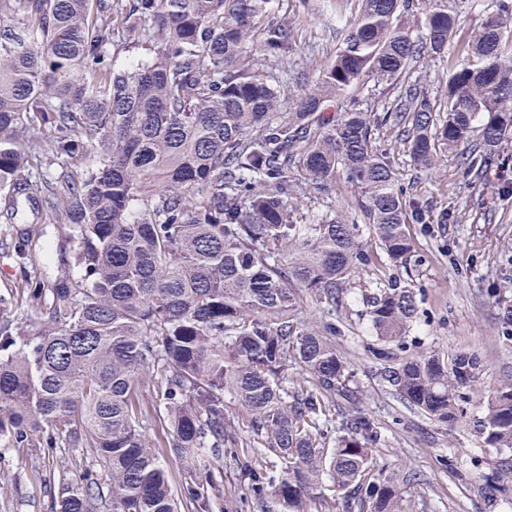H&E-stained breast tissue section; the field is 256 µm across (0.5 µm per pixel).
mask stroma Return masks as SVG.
<instances>
[{
	"label": "stroma",
	"mask_w": 512,
	"mask_h": 512,
	"mask_svg": "<svg viewBox=\"0 0 512 512\" xmlns=\"http://www.w3.org/2000/svg\"><path fill=\"white\" fill-rule=\"evenodd\" d=\"M497 4L498 0H448L459 19L449 56L457 55ZM357 10V0H271L269 11L257 18V27L288 24L297 48L284 59L258 57L255 70L277 81L282 104H289L334 57L346 34L345 20ZM376 136L404 183L432 197L438 209L455 214L448 224L409 227L415 253L404 280L417 295L419 314L406 333L407 352L451 356L472 351L479 355L482 371L465 418L451 429L411 412L391 394L381 365L370 352L376 337L366 296L388 267L386 257H379L375 267L356 277L336 312V346L352 364L356 405L373 415L382 433L374 460L399 487L402 512H512V497L492 500L476 489L478 469L489 451L474 428L488 395L512 384V340L503 335L500 309L490 295L493 285L512 278V198L499 194L503 179H512V165L490 171L471 188L448 149H441L440 165L424 171L415 168L393 130L380 128ZM297 197L306 211L332 209L348 222L362 220L358 192L345 180H338L329 197L301 183ZM69 233V225L39 223L25 201L19 204L17 223L0 224V322L39 321V310L21 299V256L35 258L44 281L71 275L72 266L63 262L70 250ZM448 460L453 469L445 468ZM72 467L67 449L44 455L0 448V512H54V499L63 482L72 479Z\"/></svg>",
	"instance_id": "obj_1"
}]
</instances>
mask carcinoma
I'll list each match as a JSON object with an SVG mask.
<instances>
[{"label":"carcinoma","mask_w":512,"mask_h":512,"mask_svg":"<svg viewBox=\"0 0 512 512\" xmlns=\"http://www.w3.org/2000/svg\"><path fill=\"white\" fill-rule=\"evenodd\" d=\"M358 2L343 47L283 112L276 83L253 72L254 53L283 59L295 48L286 24L255 29L269 0H0V223H16L21 198L64 214L79 270L49 289L23 271L42 317L0 324V444L79 448L108 476L104 490L77 470L55 512H178L162 446L192 473L193 510L212 512L217 465L237 452L228 396L247 414L255 460L241 479L260 512H305L336 491L348 510L400 512L399 488L373 464L380 433L368 413L346 410L326 447L336 397H357L336 309L374 264L369 240L404 268L407 225L432 223V202L407 195L377 145L379 127L396 130L425 170L442 146L465 147L466 181L508 162L496 150L512 138V0L448 62L434 97L406 77L422 57L448 56L458 23L448 0H428L419 34L404 19L412 0ZM116 37L149 45V62L115 68ZM365 77L397 95L379 111L329 109ZM30 137L58 159L90 149L92 164L34 179L43 157ZM297 171L323 193L344 177L364 222L333 210L310 218L293 202ZM306 296L315 319L301 317ZM370 306L387 388L454 425L478 356L400 357L417 303L395 276ZM294 371L308 384L288 387ZM154 418L167 428L162 444L145 429ZM478 429L495 450L483 494L511 495L512 385L488 396Z\"/></svg>","instance_id":"obj_1"}]
</instances>
